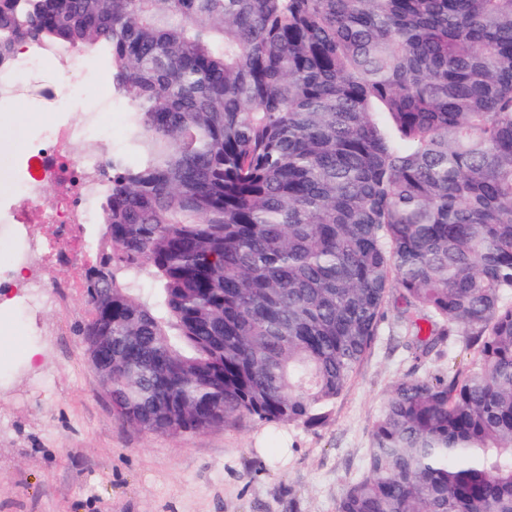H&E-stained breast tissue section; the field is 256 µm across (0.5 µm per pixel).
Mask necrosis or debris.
Wrapping results in <instances>:
<instances>
[{"label":"necrosis or debris","instance_id":"1","mask_svg":"<svg viewBox=\"0 0 512 512\" xmlns=\"http://www.w3.org/2000/svg\"><path fill=\"white\" fill-rule=\"evenodd\" d=\"M61 65L60 76L50 84L39 86L38 97L48 105L75 97L82 91V77L95 74L90 52L81 51L65 43L43 44L30 41L23 59L11 60L0 68V101H9L23 91L22 77L29 69L45 63ZM111 138L112 128L99 112H89L77 121L54 122L47 126L38 143L30 148L35 169L29 179L20 183L19 200L14 205L10 223L26 230L29 250L25 253L0 252V292L14 288L13 271L28 263L31 253L40 252L58 262H77L81 251L92 250L90 241L81 248L70 243V232L75 225L87 223L100 190L105 185L101 156L90 151L88 144L94 136ZM83 144L81 154L67 153V146ZM53 187L50 206L41 203L45 187ZM57 225L56 238L41 235L39 223Z\"/></svg>","mask_w":512,"mask_h":512}]
</instances>
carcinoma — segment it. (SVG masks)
Segmentation results:
<instances>
[{
	"label": "carcinoma",
	"mask_w": 512,
	"mask_h": 512,
	"mask_svg": "<svg viewBox=\"0 0 512 512\" xmlns=\"http://www.w3.org/2000/svg\"><path fill=\"white\" fill-rule=\"evenodd\" d=\"M30 39L130 111L80 329L119 423L316 427L391 306L336 512H512V0H0Z\"/></svg>",
	"instance_id": "1"
}]
</instances>
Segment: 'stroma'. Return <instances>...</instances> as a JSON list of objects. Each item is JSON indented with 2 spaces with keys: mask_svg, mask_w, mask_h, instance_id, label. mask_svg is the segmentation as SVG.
<instances>
[{
  "mask_svg": "<svg viewBox=\"0 0 512 512\" xmlns=\"http://www.w3.org/2000/svg\"><path fill=\"white\" fill-rule=\"evenodd\" d=\"M51 114L37 97L0 106V208ZM83 289L0 317V512H336L361 470L392 383L411 368L381 332L318 427L242 418L192 434L121 425L77 330ZM44 352L29 368L28 347Z\"/></svg>",
  "mask_w": 512,
  "mask_h": 512,
  "instance_id": "obj_1",
  "label": "stroma"
}]
</instances>
